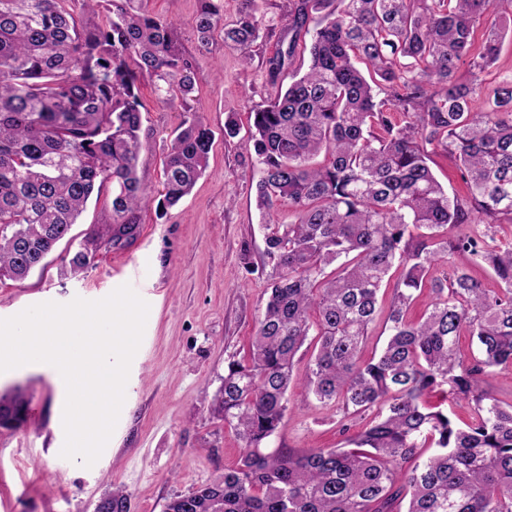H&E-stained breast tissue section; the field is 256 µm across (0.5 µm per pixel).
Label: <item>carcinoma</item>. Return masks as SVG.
<instances>
[{
    "label": "carcinoma",
    "instance_id": "1",
    "mask_svg": "<svg viewBox=\"0 0 512 512\" xmlns=\"http://www.w3.org/2000/svg\"><path fill=\"white\" fill-rule=\"evenodd\" d=\"M197 2L200 45L222 32L249 62L258 0H243L230 27L223 0ZM508 12L512 0H290L267 74L276 82L300 50L309 64L252 113L249 135L271 282L248 357L227 363L212 399L245 455L165 512H512V405L488 383L512 366V250L471 228L512 223V81L472 108ZM145 81L180 107L156 190L164 210L191 193L214 141L176 25L144 0H0V280L44 267L104 191L110 221L85 235L91 248L72 252L70 271L136 242L151 194L137 177ZM438 153L454 161L465 195H448L434 175ZM284 198L288 224L277 217ZM450 253L461 264L438 273ZM472 262L501 288H484ZM394 269L385 343L364 361ZM424 290L429 306L414 321ZM465 333L479 350L469 361L458 349ZM308 341L314 400L342 422L372 414L349 448L272 446ZM26 411L21 393L1 396L0 427ZM101 499L130 512L121 489Z\"/></svg>",
    "mask_w": 512,
    "mask_h": 512
}]
</instances>
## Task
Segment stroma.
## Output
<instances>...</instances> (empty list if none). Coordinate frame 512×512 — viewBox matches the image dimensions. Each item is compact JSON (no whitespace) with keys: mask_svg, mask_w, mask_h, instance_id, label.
Segmentation results:
<instances>
[{"mask_svg":"<svg viewBox=\"0 0 512 512\" xmlns=\"http://www.w3.org/2000/svg\"><path fill=\"white\" fill-rule=\"evenodd\" d=\"M148 7L176 23L181 47L192 59L194 105L214 132L209 165L190 195L166 213L148 201L137 241L101 253L88 273L67 274L69 248L62 243L45 268L0 281V319L46 302L103 299L136 268L140 296L150 305L119 420L106 453L92 467L78 461L57 466V424L66 395L48 371L0 376V394L17 390L29 402L22 425L0 427V512H94L99 498L115 488L129 493L131 512H164L175 494L218 479L245 454L234 430L210 406L227 362L247 355L266 299L268 274L260 269L264 229L254 201L262 172L247 137L253 110L278 91L265 61L278 47L288 0H263L267 33L252 46L247 66L222 40L199 49L191 25L197 0H149ZM141 100L137 175L155 189L176 117L158 104L150 84H142ZM231 113L240 132L228 138L224 121ZM249 263L255 273L246 271ZM309 360L305 349L296 356L298 384L288 394L274 443L296 449L343 446L366 422L359 419L342 430L336 414L308 399L301 382Z\"/></svg>","mask_w":512,"mask_h":512,"instance_id":"stroma-1","label":"stroma"}]
</instances>
